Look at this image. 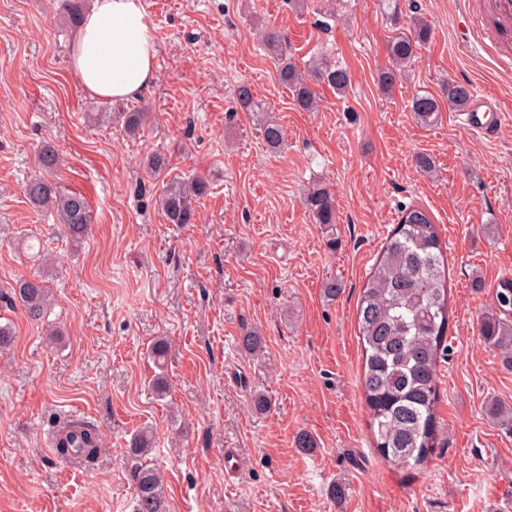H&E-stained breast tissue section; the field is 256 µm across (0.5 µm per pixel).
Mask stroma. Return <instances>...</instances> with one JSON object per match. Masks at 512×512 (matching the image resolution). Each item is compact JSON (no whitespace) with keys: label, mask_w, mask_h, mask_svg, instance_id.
Wrapping results in <instances>:
<instances>
[{"label":"stroma","mask_w":512,"mask_h":512,"mask_svg":"<svg viewBox=\"0 0 512 512\" xmlns=\"http://www.w3.org/2000/svg\"><path fill=\"white\" fill-rule=\"evenodd\" d=\"M62 4L0 0V323L13 331L0 352V512H133L124 451L144 427L169 512H512V424L487 414L512 406V367L479 330L512 277V65L468 31L463 0H143L157 78L120 103L148 114L134 134L121 118L95 120L104 101L76 79ZM416 17L431 39L383 93L388 45ZM270 32L300 69L322 58L345 67L348 91L311 81L318 108L302 111L265 51ZM242 81L283 127V149L239 107ZM451 82L499 101L494 138L459 125ZM418 94L437 99V124L416 121ZM47 144L62 159L56 181L89 201L92 233L76 251L23 193ZM154 152L169 155L170 177L207 180L195 223L163 216V180L144 167ZM419 153L433 172L416 168ZM318 189L336 200L334 229L309 216ZM408 206L438 225L449 268L438 445L418 471L387 467L370 443L356 323ZM30 236L57 265L29 262ZM38 275L54 296L45 323L63 332L54 346L7 300L17 278ZM248 329L264 338L261 356L241 347ZM158 337L170 343L162 399L149 389ZM258 393L266 412L252 408ZM72 412L106 443L93 469L54 457ZM302 433L315 441L307 454ZM228 448L242 462L234 477Z\"/></svg>","instance_id":"stroma-1"}]
</instances>
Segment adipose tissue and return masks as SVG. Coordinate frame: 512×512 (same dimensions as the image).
I'll use <instances>...</instances> for the list:
<instances>
[{
	"mask_svg": "<svg viewBox=\"0 0 512 512\" xmlns=\"http://www.w3.org/2000/svg\"><path fill=\"white\" fill-rule=\"evenodd\" d=\"M156 57L142 0H92L72 59L85 91L105 99L138 97L156 80Z\"/></svg>",
	"mask_w": 512,
	"mask_h": 512,
	"instance_id": "1",
	"label": "adipose tissue"
}]
</instances>
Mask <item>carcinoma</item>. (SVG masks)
Instances as JSON below:
<instances>
[{
  "mask_svg": "<svg viewBox=\"0 0 512 512\" xmlns=\"http://www.w3.org/2000/svg\"><path fill=\"white\" fill-rule=\"evenodd\" d=\"M66 23L78 26L82 6L78 0H66L62 8ZM414 34L398 35L388 47V66L378 82L388 92L401 71L417 57L430 37V25L419 18L413 21ZM265 48L276 64L279 83L291 92L293 101L303 110L316 108V99L306 74L283 52L280 37L266 36ZM319 76L336 92L344 93L350 84L348 71L321 61ZM448 106L465 110L471 101V89L461 83L447 87ZM238 102L253 112L259 111L254 94L246 82L237 85ZM412 112L424 125L432 124L440 112L438 101L430 95L417 96ZM125 128L135 133L143 125L147 113L121 112ZM262 138L271 149L284 142L283 128L265 119L260 125ZM60 164L58 152L45 146L38 155L42 174L31 178L24 193L37 210L54 214L71 245H80L88 235L91 223L87 198L68 191L52 178ZM147 168L156 176L169 168V157L155 152L147 158ZM207 193L201 178L190 181L172 179L163 184L158 202L170 224H192L196 207ZM307 206L316 224L336 223V202L327 190L313 193ZM445 255L439 231L430 215L418 206L400 212L398 224L383 245L373 270L365 280L357 306V326L363 351L362 388L374 448L395 468L418 469L437 448L436 407L440 397L438 362L444 355L448 330V284ZM26 315L41 321L47 315L52 295L41 278H23L12 290ZM495 310L482 318L480 331L485 341L501 350L512 351V325L501 318L512 311V279L499 282L495 293ZM259 332L248 330L242 347L256 355L263 349ZM169 353L167 340L153 343L150 355L160 372L154 375L152 389L156 396L166 394L167 380L162 372ZM102 444L97 432L84 424H70L55 440V452L64 462L72 460L85 465L97 457ZM153 448L152 435L142 430L134 435L128 455L134 460L129 471L135 489V512H168L164 480L160 469L148 463Z\"/></svg>",
  "mask_w": 512,
  "mask_h": 512,
  "instance_id": "cac0c4a2",
  "label": "carcinoma"
}]
</instances>
